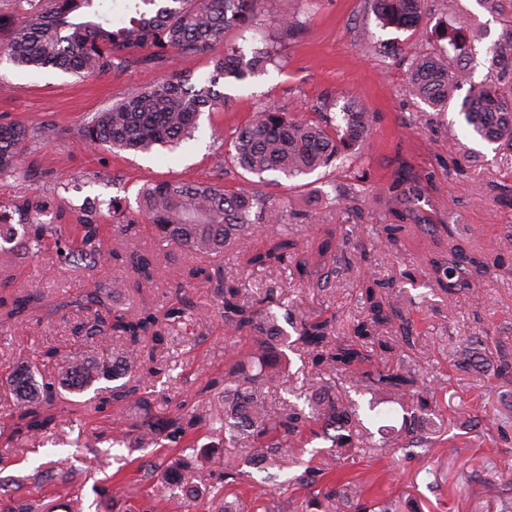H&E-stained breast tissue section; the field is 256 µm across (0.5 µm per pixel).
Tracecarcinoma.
Wrapping results in <instances>:
<instances>
[{
    "instance_id": "cac0c4a2",
    "label": "carcinoma",
    "mask_w": 512,
    "mask_h": 512,
    "mask_svg": "<svg viewBox=\"0 0 512 512\" xmlns=\"http://www.w3.org/2000/svg\"><path fill=\"white\" fill-rule=\"evenodd\" d=\"M23 10L24 23L13 37L0 44V58L5 56L17 66L41 68L52 65L67 72L93 77L138 59L160 60L171 52L183 56L205 54L222 42L226 28L247 26L256 16L259 0H134L126 23L114 27L111 16L103 9L102 0H17ZM420 0H373L380 19L395 28L417 29L420 23ZM467 18L459 20L456 39L449 51L440 46L435 52L421 56L411 52V88L416 97L444 109L453 91L468 82L469 73L458 65L463 55L472 54L466 41ZM490 52L497 61L512 67V29L506 39L494 44ZM280 56L278 46L265 45L254 51L250 65H244L233 53L214 59L213 71L206 77H178L165 80L112 104L98 113L81 130V140L89 146L108 144L114 148L149 151L155 146L172 148L180 144L195 128L199 114L224 98L216 90L222 80H242L248 68L263 67ZM466 123L480 138L512 149V88L471 87L470 98L462 104ZM344 124L324 117L316 124L295 120L276 106L268 105L255 118L239 129L230 142L227 159L235 167L263 176L279 173L287 178L306 175L332 162L352 160L353 147L369 131L370 113L358 108L344 113ZM27 132L20 125L0 123V176L26 171L22 143ZM424 189L422 176L407 164L400 165L387 188L385 204L397 223L379 224L372 229V246L391 249L406 225L426 226L430 218L404 206L407 193ZM363 189L360 176L345 185L337 196L338 205L348 218H360L359 200ZM144 214L163 242L175 244L198 255H213L235 237L245 233L273 229V247L263 253L243 254L245 265L253 267L275 261L281 263L298 251V242L288 234L283 212L256 192L239 188L191 183L163 182L147 188L142 195ZM15 205L31 214L29 236L18 245L28 251L40 248L52 238L56 261L65 266L101 269L119 256L114 248H106L99 225L77 217L57 206L56 223L41 220L45 201L23 197ZM336 235L317 247V260L307 270L306 258L297 261L302 274L316 278V284L328 283L334 268H326L325 258L336 257ZM128 264L136 278L135 288L152 284L154 269L149 253L135 249L127 252ZM497 262L484 255L457 254V259L433 263L434 284L451 294L470 286L476 275L491 274ZM214 283L221 298L224 326L233 333L246 332L252 339L251 350L231 358L224 374L209 379L197 391L201 397L224 389V418L219 431L224 433V486L250 477L243 466L258 459L266 473L263 483L275 480L279 472L298 464L297 452L308 442L307 436L324 438L339 449H356L364 454L397 452L420 448L428 453L440 444L422 425L435 414L436 402L425 385L420 362L412 357L418 347V336L409 314L382 293L390 283L376 279L372 273L362 274V296L365 315L345 332L337 320L320 319L301 311L285 308L284 318L295 337L278 324L275 313L264 304L275 302L274 292L264 298L244 299L242 290L230 284L219 273L204 267L190 276ZM130 287L123 281L100 283L89 295V302L110 310L114 295ZM44 305L43 297L29 293L12 301L6 312L10 319ZM194 303L186 289L179 288L174 303L159 307L144 306L133 315L114 314L98 317L87 329L83 341L93 344L94 357L76 349L41 386L32 382L30 373L15 372L7 380L3 395L16 397L12 414L11 435L35 437L53 429L57 415L54 402L60 389L82 391L100 378L113 377L114 353L109 337L124 340L137 350L147 341L163 342L162 327L182 321ZM497 353V375L512 379V345L503 341L494 345ZM293 349L307 360V396L310 411L285 404L276 413L269 410L268 396L286 362L285 350ZM396 359V364L386 361ZM141 379L148 384L164 372L162 360L149 356V364H139ZM369 393L372 399L395 402L402 407L400 426L381 425L383 443L376 445L368 437V428L360 414V405L344 386ZM117 411L135 408L128 432L137 445L167 442L175 447L203 429H214V422L195 403L182 400L163 413L156 411L148 391L137 386H116L112 394L100 401ZM247 438L254 456L239 452L238 437ZM206 457L181 456L171 460L160 473L150 469L149 480L157 479L169 493L176 491L197 498L210 492L212 473ZM324 469L305 465L293 481L302 488L317 487L308 505L316 512H402L400 502L365 497L363 487L352 481L326 483ZM18 481H0V501L11 500L3 512H44L35 500L18 501L12 489H20Z\"/></svg>"
}]
</instances>
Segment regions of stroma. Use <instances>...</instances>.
Instances as JSON below:
<instances>
[{
	"label": "stroma",
	"instance_id": "1",
	"mask_svg": "<svg viewBox=\"0 0 512 512\" xmlns=\"http://www.w3.org/2000/svg\"><path fill=\"white\" fill-rule=\"evenodd\" d=\"M281 9L282 0H262L252 25L229 30L212 54L129 63L89 79L53 67L26 70L0 59V123H15L29 132L24 143L29 173L0 179V206L12 205L21 196L62 201L68 210L91 215L108 246L151 251L157 260L153 285L118 301L129 314L142 304L160 306L172 299L177 283L171 273L177 267H223L250 297L272 288L281 302L336 316L347 326L361 312L363 268L394 282L390 298L409 310L418 332L416 358L426 367L427 387L438 403L442 445L427 454L343 451L323 456L308 451L302 459L324 467L327 480H353L371 497L402 501L405 512H501L503 501L512 498V426L503 433L466 432L457 422L469 415L494 421L512 416V382L496 376L491 347L493 341L512 340V204L499 195L501 185L512 184V150L496 149L474 136L460 109L471 86L503 88L512 81L492 65L488 53L512 23V13L489 12L478 0H422L423 22L413 32L384 25L368 0H292L296 28L288 33L280 27ZM454 13L466 15L471 23V78L441 111L410 93L409 51L427 53L432 46L447 45ZM266 42L281 44L280 58L245 81L221 85L223 106L202 112L193 137L175 150L82 146L84 124L112 103L175 75L209 74L212 56L227 49L250 59ZM357 102L372 112L373 123L353 164L338 161L267 184L224 162L227 141L266 105L316 121L324 112L340 116ZM401 159L421 174L425 185L421 195L407 199V207L438 212L444 223L459 225L456 242L464 253L501 258L493 279L474 281L451 295L442 293L431 285L430 261L446 256V238L418 230L392 249L375 250L367 234L357 233L337 253L330 287L318 288L300 280L291 260L273 268L240 265V252L264 251L267 236L235 239L222 253L203 257L159 243L139 210L142 188L161 182L250 187L283 210L300 247L312 254L329 229L347 221L333 200L351 173H358L368 189L362 200L363 224L392 222L384 196ZM1 259L10 269L9 277L0 281L1 297L9 301L36 291L59 310L0 317V380L27 369L46 350H56L62 358L79 348L76 328L97 316L87 294L101 278L131 277L121 260L101 272L58 265L50 248L9 252ZM187 291L196 314L188 324L165 333L168 368L153 386L160 412L223 374L232 353L234 340L224 328L211 285L197 278ZM471 336L488 337L490 344L473 347L470 359L457 365L455 354ZM136 382L127 372L94 382L71 396L81 405V415L60 414L54 429L29 439L3 435L12 419L8 407L0 406V478L22 481L19 498L49 503L51 512H217L228 500L237 512H280L285 506L306 512L313 492L291 485L290 469L262 493L256 488L262 478L257 471L251 480L225 486L224 436L218 432L204 436L197 449L211 453L212 484L228 487L229 496L169 498L143 473L146 466H162L182 455V448H128L116 439L125 420L100 405L113 385ZM52 466L67 472V481H36L38 469ZM103 485L109 490L105 499L98 494Z\"/></svg>",
	"mask_w": 512,
	"mask_h": 512
}]
</instances>
